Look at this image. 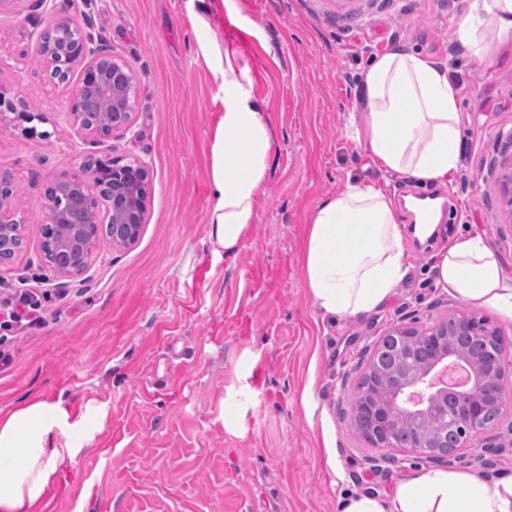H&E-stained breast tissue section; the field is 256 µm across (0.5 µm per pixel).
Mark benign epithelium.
I'll return each mask as SVG.
<instances>
[{
  "instance_id": "1",
  "label": "benign epithelium",
  "mask_w": 512,
  "mask_h": 512,
  "mask_svg": "<svg viewBox=\"0 0 512 512\" xmlns=\"http://www.w3.org/2000/svg\"><path fill=\"white\" fill-rule=\"evenodd\" d=\"M51 31L63 34L62 39L54 43L45 41ZM29 38L35 41L40 62L61 74L60 83L69 82L72 68L79 67L80 79L69 111L74 125L102 139L129 129L136 104V86L121 59L112 55L111 50L94 44L91 35L65 16H57L45 26L41 20H34ZM86 96L99 109V119L91 127L85 125L80 108ZM35 120L44 122L46 117L22 106L20 97L0 86L1 128L14 127L28 136H48L31 126ZM109 175L112 176V207L105 211L89 208L90 198L98 195ZM150 178V169L145 164L126 156H114L109 148L90 160L84 159L54 183L65 203L57 207L50 198H45L43 223L75 225L72 235L56 250L59 277L67 278L73 273L78 256L90 261L101 225L112 223L115 233L124 234L144 223L145 204L134 196L133 187ZM13 181L12 177L0 175V235L25 224L13 204ZM450 328L455 336L482 337L483 356L471 359L464 356L470 347L457 342L448 345ZM502 343L499 327L488 322L480 324L463 313L443 317L427 329L404 323L389 327L377 340L363 375L370 386L375 385L379 375H385L382 401L372 404L357 396L352 407V428L375 448H393L410 456L453 464L462 448L492 428L488 420L489 404H494L500 418L505 407L512 403V393L503 384L487 390L483 383L486 375H504ZM456 360L470 365L475 385L450 393L436 384L435 379ZM428 418L439 421L432 440L417 438L404 446L392 441V426L396 421Z\"/></svg>"
}]
</instances>
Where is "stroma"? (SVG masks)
I'll return each instance as SVG.
<instances>
[{
	"label": "stroma",
	"instance_id": "stroma-1",
	"mask_svg": "<svg viewBox=\"0 0 512 512\" xmlns=\"http://www.w3.org/2000/svg\"><path fill=\"white\" fill-rule=\"evenodd\" d=\"M469 0H224L211 21L252 79L273 132L255 217L232 256L207 234L216 84L196 53L184 0H54L137 82L129 131L109 143L77 132L74 86L51 83L22 40L24 15L0 13V85L46 120L38 136L0 129V170L16 179L24 249L0 263V290L27 281L39 322L0 326V411L65 399L74 414L104 406L43 512H335L339 494L392 496L425 460L372 447L350 425L375 341L403 321L451 312L512 322L433 288L431 257L465 224L512 272V214L499 192L512 155V47L475 69L455 37ZM402 45L447 60L460 87L463 149L449 185L386 180L345 138L362 109L361 74ZM112 150L152 172L137 240L95 244L89 266L58 279L41 253L46 188L84 157ZM389 182L394 200L441 194L452 212L434 236L406 235L410 270L387 304L323 317L305 286L303 247L318 204L347 181ZM503 446L491 454L484 442ZM454 472L489 480L512 471V410Z\"/></svg>",
	"mask_w": 512,
	"mask_h": 512
}]
</instances>
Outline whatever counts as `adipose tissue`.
Here are the masks:
<instances>
[{
	"instance_id": "ef3b65f1",
	"label": "adipose tissue",
	"mask_w": 512,
	"mask_h": 512,
	"mask_svg": "<svg viewBox=\"0 0 512 512\" xmlns=\"http://www.w3.org/2000/svg\"><path fill=\"white\" fill-rule=\"evenodd\" d=\"M212 0H185L200 55L217 86L222 115L211 144L212 199L208 240L234 254L265 184L272 131L250 88L249 71L224 47L210 23ZM457 40L476 68L493 44L512 42V0H471L457 21ZM364 109L351 113L346 134L371 164L419 184L448 181L462 152L460 87L447 62L396 45L363 71ZM409 270L404 227L388 185L346 182L314 210L304 251L305 282L317 309L346 319L375 311ZM435 287L512 322V274L476 230L449 237L434 256ZM105 413L90 407L72 418L64 399L38 400L0 415V512H38L59 470L77 450L55 434H83ZM336 512H512V473L480 480L422 469L382 499L359 492L339 497Z\"/></svg>"
}]
</instances>
